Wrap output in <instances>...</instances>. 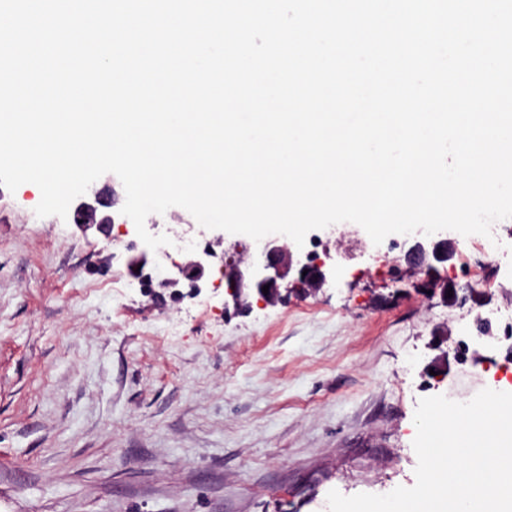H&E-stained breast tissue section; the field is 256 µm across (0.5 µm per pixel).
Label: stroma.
Returning <instances> with one entry per match:
<instances>
[{"label":"stroma","instance_id":"1","mask_svg":"<svg viewBox=\"0 0 512 512\" xmlns=\"http://www.w3.org/2000/svg\"><path fill=\"white\" fill-rule=\"evenodd\" d=\"M0 186V512H326L416 482L421 398L503 376L470 308L396 279L403 251L340 259L316 296L224 315V293L119 294L102 234Z\"/></svg>","mask_w":512,"mask_h":512}]
</instances>
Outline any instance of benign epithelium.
<instances>
[{
  "label": "benign epithelium",
  "instance_id": "obj_1",
  "mask_svg": "<svg viewBox=\"0 0 512 512\" xmlns=\"http://www.w3.org/2000/svg\"><path fill=\"white\" fill-rule=\"evenodd\" d=\"M114 200L112 195L104 191L95 193V198L84 197L73 205V223L81 230L96 227L105 233L112 228L118 215L112 211ZM455 242L440 235L425 236L416 239L406 253V262L411 271L422 276L421 285L433 289L437 286L446 289L448 285L441 283L437 265L447 262L453 255ZM215 255L212 246H207L205 252L194 255L185 266L178 268V277L170 278L165 284L175 288L185 278V270L192 271L190 277L189 295L195 296L202 290L206 267L209 258ZM224 294L231 298L235 308L250 310L252 305L265 308L273 305L280 297L281 281L296 270V282L309 294H314L323 288L336 276V269L324 260H312L293 267V255L290 249L278 238L268 240L261 254L246 263L236 251L223 256ZM147 265L146 253L140 252L130 257L128 266L133 275L140 279L142 291L148 292L153 283L141 279L137 268ZM269 286L268 293L262 292L263 286Z\"/></svg>",
  "mask_w": 512,
  "mask_h": 512
}]
</instances>
